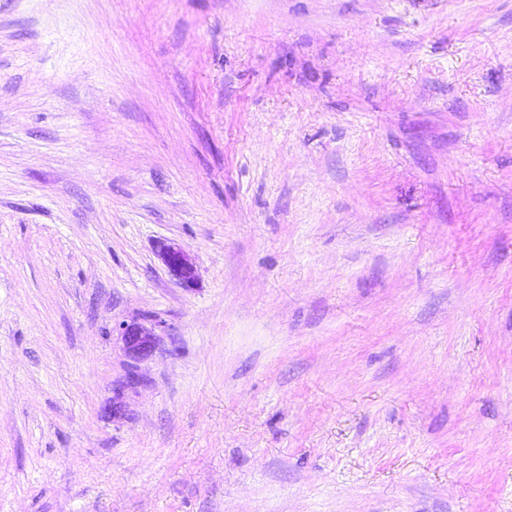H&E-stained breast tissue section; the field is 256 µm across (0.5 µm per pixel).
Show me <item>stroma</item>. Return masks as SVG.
Here are the masks:
<instances>
[{"label": "stroma", "instance_id": "stroma-1", "mask_svg": "<svg viewBox=\"0 0 512 512\" xmlns=\"http://www.w3.org/2000/svg\"><path fill=\"white\" fill-rule=\"evenodd\" d=\"M0 512H512V0H0ZM158 256L168 273L186 289H192L198 283L197 268L185 249L174 241L159 242ZM162 327L157 323L153 328H147L137 321H129L119 323L115 331L120 336L126 356L133 361H141L155 351L157 336H160L155 329Z\"/></svg>", "mask_w": 512, "mask_h": 512}]
</instances>
